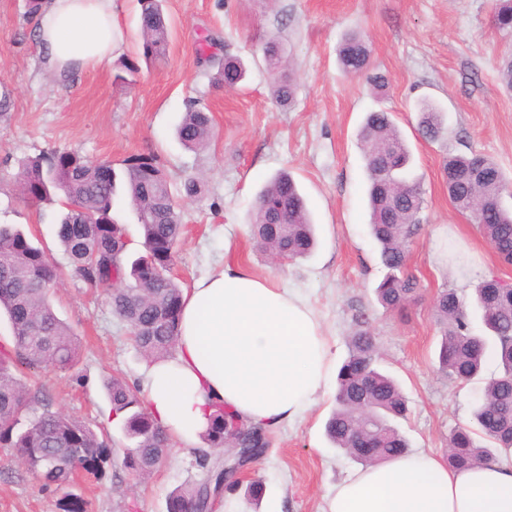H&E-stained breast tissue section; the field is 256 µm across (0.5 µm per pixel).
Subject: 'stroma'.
<instances>
[{
  "label": "stroma",
  "instance_id": "1",
  "mask_svg": "<svg viewBox=\"0 0 512 512\" xmlns=\"http://www.w3.org/2000/svg\"><path fill=\"white\" fill-rule=\"evenodd\" d=\"M117 5L121 39L111 63L61 77L44 62L27 0H0V96L11 99L9 110L0 111V224L30 232L58 266L54 308L80 344L73 370L46 366L37 381L53 409L111 441L101 473L64 488L44 487L10 449L0 448V512H166L171 491L201 478L195 442H171L146 478L123 465L129 442L113 418L105 383L120 376L140 387L149 365L107 291L73 274L54 235L58 204L37 210L20 197V162L50 148L117 167L132 156H157L185 225L171 270L181 288L230 263L298 289L339 363L349 353L351 333L366 322L383 370L399 381L408 401V414L396 427L411 451L445 456L450 433L470 422L498 362L488 357L481 376L467 382L442 371L435 299L446 288L472 297L492 276L512 283V265L501 264L477 225L454 209L441 175L446 157L478 154L512 182V94L498 72L502 55L512 49V32L492 23V0H165L167 57L151 65L141 55L137 0ZM351 33L368 41L375 66L388 75L383 97L339 68L336 48ZM207 36L244 60L239 89L218 87L216 68L200 61ZM277 36L292 63L295 93L286 106L271 97L272 76L261 52L263 42ZM125 59L139 66L130 84L115 79ZM194 100L209 108L214 130L207 148L197 152L175 136ZM426 105L442 116V133L434 140L419 130ZM380 108L392 113L409 145L407 176L419 182L424 199L407 260L419 288L402 310L376 299L385 270L368 233L358 130L365 114ZM284 170L301 189L318 244L309 257L280 264L253 244L249 223L259 192ZM192 177L200 179L201 192L187 198L183 184ZM335 398V390H327L303 419L272 432L265 456L247 467L235 490L242 512H323L336 483L358 467L325 436ZM255 480L264 486L256 505L244 495Z\"/></svg>",
  "mask_w": 512,
  "mask_h": 512
}]
</instances>
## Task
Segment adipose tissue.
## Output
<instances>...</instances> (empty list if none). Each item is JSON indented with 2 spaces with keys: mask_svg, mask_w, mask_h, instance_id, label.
Masks as SVG:
<instances>
[{
  "mask_svg": "<svg viewBox=\"0 0 512 512\" xmlns=\"http://www.w3.org/2000/svg\"><path fill=\"white\" fill-rule=\"evenodd\" d=\"M38 40L58 75L95 68L120 33L116 0H44ZM336 379L329 342L307 298L226 265L182 301L174 359L151 366L148 407L187 438L214 406L274 430L303 418ZM325 512H512V460L466 469L423 452L360 468L337 483Z\"/></svg>",
  "mask_w": 512,
  "mask_h": 512,
  "instance_id": "ef3b65f1",
  "label": "adipose tissue"
}]
</instances>
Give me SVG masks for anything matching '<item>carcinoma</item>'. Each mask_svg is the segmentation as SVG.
<instances>
[{"mask_svg": "<svg viewBox=\"0 0 512 512\" xmlns=\"http://www.w3.org/2000/svg\"><path fill=\"white\" fill-rule=\"evenodd\" d=\"M163 2L138 0L142 54L155 63L166 58L169 44ZM493 21L501 30H512V0H496ZM262 53L273 76L272 96L286 105L293 99L294 85L283 76L284 46L273 37ZM338 59L346 74L365 79L378 91L388 86L387 75L373 66L364 38H346ZM205 62L218 63L219 81L228 89L245 77L237 57L212 53ZM419 127L429 138L439 133L433 107L421 109ZM212 128L209 113L195 104L182 117L177 135L186 148L200 150L208 145ZM359 137L368 176L369 234L388 269L376 288L377 298L385 308L399 309L418 288L407 271V253L423 198L416 182L403 176L410 154L391 113H366ZM101 167L77 152L52 148L22 162L20 190L34 206L55 196L61 199L64 210L56 219L55 233L74 274L109 290L114 313L152 364L172 357L177 345L183 291L169 269L182 236L181 211L155 157H134L119 170L110 168L104 179ZM442 172L450 202L478 225L499 260L512 265V210L502 203L508 182L501 170L484 157L451 156L443 161ZM120 192L136 214L141 252L130 250L126 228L114 216ZM251 233L256 245L275 259L310 255L316 244L314 227L290 174H279L258 195ZM58 276L56 265L30 236L12 225H0V312L7 315L11 329V344L0 346V447L11 449L30 471L40 473L44 484L66 486L81 472L98 475L109 442L81 420L52 410L44 391L24 381L47 364L69 371L78 363L76 334L56 315L50 298ZM474 304L483 313L482 336L469 331L466 301L456 290L445 289L435 300L442 370L470 381L481 374L488 350L498 359V373L487 381L473 411V426L458 427L448 438L446 461L456 469L512 455V286L497 277L485 279L474 289ZM378 359L375 337L358 325L349 356L336 375V407L325 425L332 445L366 466L402 456L408 448L392 424L406 415V397ZM106 389L114 419L134 441L126 449L125 466L142 477L152 474L169 447L166 429L124 378L112 377ZM202 438L209 448H256L260 457L270 444L269 430L242 423L222 406L210 415ZM51 458L57 463L49 469ZM199 494L198 484L172 491L167 512H194Z\"/></svg>", "mask_w": 512, "mask_h": 512, "instance_id": "carcinoma-1", "label": "carcinoma"}]
</instances>
